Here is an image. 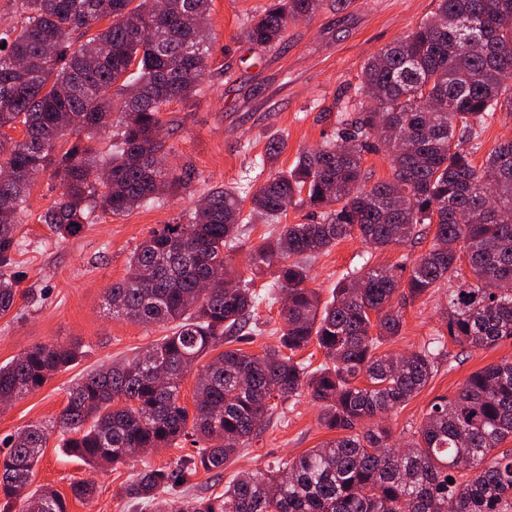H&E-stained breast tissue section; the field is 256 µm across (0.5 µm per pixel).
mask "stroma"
<instances>
[{
    "label": "stroma",
    "instance_id": "stroma-1",
    "mask_svg": "<svg viewBox=\"0 0 512 512\" xmlns=\"http://www.w3.org/2000/svg\"><path fill=\"white\" fill-rule=\"evenodd\" d=\"M266 0H213L209 16L210 66L193 107L164 106L163 133L172 147L168 167L191 164L196 178L188 189L112 218L100 216L72 236H59L40 215L58 201L62 188L51 172L36 177L28 209L16 232L17 249L9 274L18 294L12 310L0 316V366L40 344H73L80 356L41 388L11 405L0 407V454L6 441L28 425L55 419L67 404L73 385L87 372L120 359L133 358L166 336L168 327H145L112 316L105 293L127 273L134 249L154 231L178 222L181 215L213 187H237L259 173L269 139L281 137L288 146L278 158L289 169L303 150L331 139L338 110L359 99L354 86L364 64L395 40L412 33L435 12L438 0H324L306 21L292 25L287 41L271 50L249 44L241 35ZM267 221L244 224L231 267L242 278L254 279L263 292L264 279L253 278L250 253L271 231ZM433 242L432 233L374 252L359 238L339 241L310 264L309 285L321 301L331 300L347 273L370 261L375 267L409 266ZM448 305L445 291L407 300L402 306L401 334L381 345L384 353L412 352L444 331ZM258 335L219 343V350L240 349L259 355L279 340L280 306L261 302L256 310ZM512 359V338L490 349L449 345L437 373L406 403L384 418L394 447H404L419 427L431 401L454 397L467 378L485 366ZM320 408L309 394L287 401L274 412L256 437L224 467L222 474L198 471L189 476L190 493L207 498L223 493L239 473L266 469L332 439ZM192 439L161 447L114 468L93 470L68 456L61 432H52L31 478V489L51 487L68 497L69 512H134L124 488L144 466L164 467L196 454ZM92 481V501L71 497L72 482Z\"/></svg>",
    "mask_w": 512,
    "mask_h": 512
}]
</instances>
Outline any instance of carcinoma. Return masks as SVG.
<instances>
[{"instance_id": "cac0c4a2", "label": "carcinoma", "mask_w": 512, "mask_h": 512, "mask_svg": "<svg viewBox=\"0 0 512 512\" xmlns=\"http://www.w3.org/2000/svg\"><path fill=\"white\" fill-rule=\"evenodd\" d=\"M17 0L20 26L0 29V268L12 264L15 233L30 184L51 169L62 186L43 224L73 235L96 212L112 217L154 203L156 190L191 185L194 171L162 161L171 147L160 113L190 104L208 68L211 0ZM323 0H270L250 20L245 39L272 48L288 27L314 15ZM93 59L72 35L97 23ZM24 61L18 70L15 60ZM376 93L374 108L356 106L335 139L302 153L283 171L286 150L271 139L258 187L215 188L181 222L142 242L127 275L112 283V315L135 323L172 324V333L144 353L94 369L75 384L57 419L70 434L64 448L92 467L124 463L147 448L188 434L204 445L180 468L146 467L126 495L155 512H512V361L468 377L452 399L436 398L413 441L387 449L388 429L369 425L409 401L438 371L444 339L490 349L512 337V140L472 160L496 114L512 115V0H439L410 35L368 60L355 95ZM22 127L23 138L8 131ZM109 134V151L92 143ZM75 137L59 150L66 135ZM350 144L344 148V144ZM385 149L391 176L368 184L363 157ZM109 174L102 181L98 173ZM277 223L288 208L320 210L315 224H285L251 253L255 270L270 271L268 298L283 321L279 345L255 355L224 350L199 361L224 336L256 332L251 313L260 296L230 268L242 207ZM435 226L434 242L407 280L394 268L354 270L323 304L307 287V261L356 235L378 250L415 239ZM467 266L471 280L464 279ZM16 278L0 273V315L16 297ZM448 289V335L411 353H378L400 335L394 298ZM317 342L326 361L315 371L287 352ZM66 345H38L0 366V402L21 398L74 362ZM168 372L161 386L154 372ZM194 373V412L179 403L183 378ZM308 392L336 437L273 470L241 474L220 495L198 499L174 492L202 469L221 473L227 461L269 420L278 404ZM50 427L32 424L0 456V512L30 484ZM453 483H448V480ZM87 502L94 483L71 484ZM22 512H69L46 487L26 495Z\"/></svg>"}]
</instances>
